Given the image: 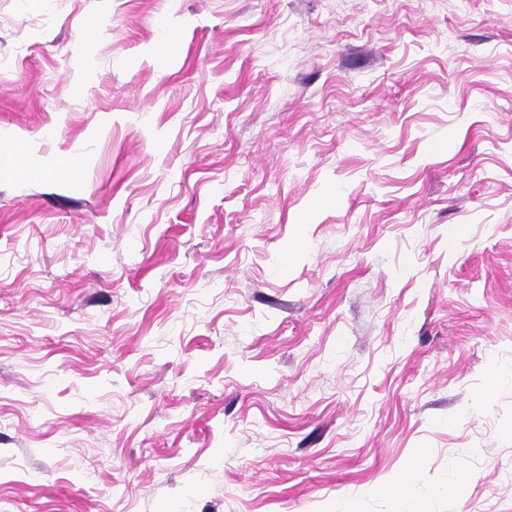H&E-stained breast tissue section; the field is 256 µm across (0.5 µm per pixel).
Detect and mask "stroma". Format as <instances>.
<instances>
[{
  "label": "stroma",
  "mask_w": 512,
  "mask_h": 512,
  "mask_svg": "<svg viewBox=\"0 0 512 512\" xmlns=\"http://www.w3.org/2000/svg\"><path fill=\"white\" fill-rule=\"evenodd\" d=\"M1 147L0 512H512V0H0ZM421 449L410 456L402 467L399 476L389 488V493L395 498L401 510L399 512H415L416 493L412 482V475L416 469Z\"/></svg>",
  "instance_id": "1"
}]
</instances>
